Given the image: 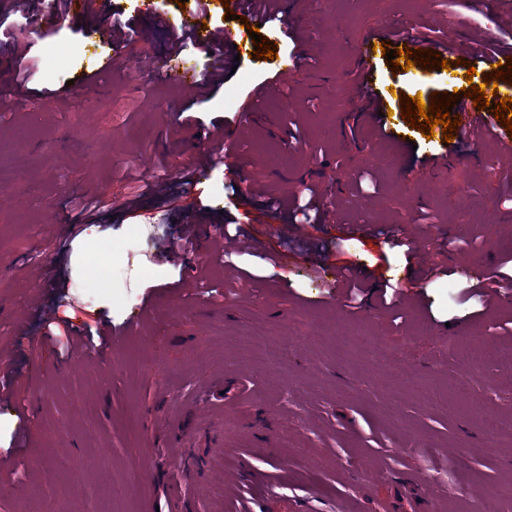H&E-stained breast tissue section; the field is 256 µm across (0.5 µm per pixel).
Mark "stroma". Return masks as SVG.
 Returning <instances> with one entry per match:
<instances>
[{
	"instance_id": "1",
	"label": "stroma",
	"mask_w": 512,
	"mask_h": 512,
	"mask_svg": "<svg viewBox=\"0 0 512 512\" xmlns=\"http://www.w3.org/2000/svg\"><path fill=\"white\" fill-rule=\"evenodd\" d=\"M292 7L312 67L277 78L251 53L202 96L153 75L165 57L211 71L199 46L171 54L153 25L162 14L179 26L195 0H105L92 18L71 9L29 25L38 105H0V362L25 382L0 400V512H512V369L500 359L512 352V305L484 313L467 296L482 270L512 259V169L492 140L419 133L406 148L376 137L358 116L353 55L389 27L512 45V22L449 33L468 0ZM118 21L136 35L127 69L113 72L101 64L116 47L99 31ZM458 57L417 52L405 72L376 56V82L395 89L389 113H404L407 95L457 100ZM187 108L198 125L174 130ZM248 109L254 122L238 127ZM229 126L243 148L215 153ZM192 146L214 159L186 183ZM434 155L447 163L433 172ZM244 158L285 198L341 178L335 217L269 209L242 184ZM87 189L113 206L69 228ZM197 218L200 280L166 255ZM231 222L294 255L276 265L229 240L213 264ZM94 253L118 279L99 277ZM344 268L364 273L357 299L320 277ZM385 286L398 306L383 307ZM51 321L126 332L75 367ZM256 336L268 340L259 360L245 351Z\"/></svg>"
}]
</instances>
